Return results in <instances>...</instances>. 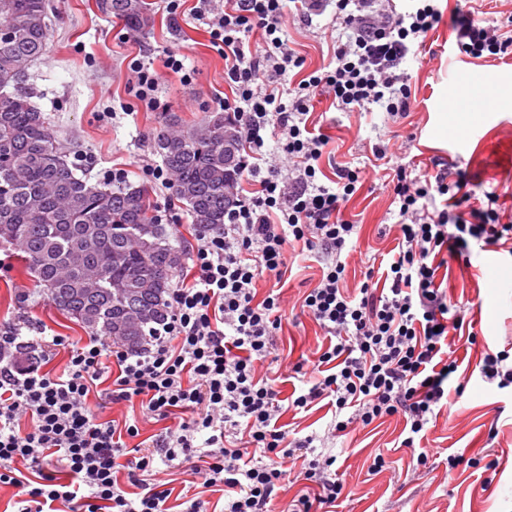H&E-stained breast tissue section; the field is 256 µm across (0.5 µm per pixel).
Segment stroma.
<instances>
[{
    "instance_id": "1",
    "label": "stroma",
    "mask_w": 512,
    "mask_h": 512,
    "mask_svg": "<svg viewBox=\"0 0 512 512\" xmlns=\"http://www.w3.org/2000/svg\"><path fill=\"white\" fill-rule=\"evenodd\" d=\"M153 26L146 35L129 33L125 23L103 11L100 0H50L49 49L27 70L33 90L31 102L47 117L67 155L78 157V172L90 183L111 188L107 173L124 169L127 183L148 189L173 233V245L185 248L194 226L172 186L146 175V166H159L152 147L153 133L168 115L182 122L219 110L230 88L224 83V53L215 46L205 25L194 18L196 0H186L178 20H170L161 0H149ZM443 22L428 37L417 60L407 65L412 105L405 117L391 119L379 106L350 112L339 110L332 97L316 96L309 119L329 137L318 181L330 184L338 169L350 166L363 172L357 192L342 217L360 225L356 247L347 259L348 282L362 279L364 256L387 253L395 245L385 225L395 223L398 208L383 184L384 171L372 153L374 145L388 149L390 166L403 165L419 173L462 170L466 189L475 200L493 192L512 212V52L489 59L462 58L478 82L492 81L499 98L492 113L468 108L449 111L455 91L448 83V60L458 55L456 31L450 18L456 10L497 26L512 19V0H438ZM333 0L313 11V22L296 21L294 0H288L285 35L305 59L303 69L289 71L287 83H298L306 72L327 66L338 37ZM180 54L183 74L164 66L167 52ZM150 63L158 76L156 106L149 107L135 93L131 64ZM512 272V254L490 247L475 251L470 265L450 262L447 293L465 304V321L475 341H455L461 361L457 372L465 384L462 397L442 409L429 423L422 445L429 450L427 467H420L403 448L401 418L360 428L337 440L326 439L334 419L331 406L309 411L287 410L280 418L290 437L320 436L324 453L334 455L336 467L348 483V495L335 512H512V390L482 380L477 365L485 351L512 353V287H489L492 266ZM321 274L313 252L298 251L285 277L286 300L276 353L290 366L310 357L325 342L319 326L300 308L305 291ZM45 328L47 335L78 341L87 333L76 320L51 305L25 271L13 247L0 246V322L19 317ZM387 465L371 472L376 455ZM464 461L449 467L448 458ZM478 465H469V458Z\"/></svg>"
}]
</instances>
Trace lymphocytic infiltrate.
<instances>
[{"mask_svg":"<svg viewBox=\"0 0 512 512\" xmlns=\"http://www.w3.org/2000/svg\"><path fill=\"white\" fill-rule=\"evenodd\" d=\"M284 17V0H198L196 20L224 50V82L235 95L222 106L238 126L239 178L251 189L238 193L220 231L195 235L187 256L192 280L174 289L170 317L154 328L146 349L130 352L98 336H40V355L19 367L11 357L23 340L21 323L0 331V486L18 488L16 512H171L163 475L177 462L189 477L182 512H203L201 487L223 492L224 512H271L289 466L302 458L304 479L319 491L295 495L288 512H330L346 486L336 458L318 453L313 437L289 438L279 423V375L263 368L276 350L283 298L271 291L258 297L257 283L282 280L298 243L320 251L321 277L301 308L329 343L311 363L293 365L306 377L293 407L330 400L332 439L354 425L403 417L402 447L427 463L421 442L431 417L464 391L451 383L458 364L450 355L464 317L438 271L452 259L470 262L474 248L511 242L512 223L496 195L473 205L462 192V171L421 175L398 167L389 181L397 244L382 273L367 270L360 285L347 288L344 257L358 227L342 219L341 207L361 172L347 167L335 186L318 183L329 138L308 126L311 101L328 93L343 111L376 104L392 118L408 112L405 65L442 13L433 0H417L404 14L387 0H336L347 38L336 45L334 67L288 88L279 76L305 60L283 36ZM454 25L462 56L487 59L512 48V33L471 15L455 17ZM256 29L264 41L259 53L247 41ZM270 131L279 135L287 171L269 161ZM439 195L450 198L440 209L433 205ZM59 347L68 361L49 371V354ZM112 367L111 387L98 389ZM95 392L108 404L140 400L141 418L186 419L153 446L131 449L140 418L104 420L101 404L90 400ZM122 457L125 487L118 479Z\"/></svg>","mask_w":512,"mask_h":512,"instance_id":"lymphocytic-infiltrate-1","label":"lymphocytic infiltrate"}]
</instances>
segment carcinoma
Listing matches in <instances>:
<instances>
[{"instance_id":"carcinoma-1","label":"carcinoma","mask_w":512,"mask_h":512,"mask_svg":"<svg viewBox=\"0 0 512 512\" xmlns=\"http://www.w3.org/2000/svg\"><path fill=\"white\" fill-rule=\"evenodd\" d=\"M103 5L133 35L153 24L147 0ZM2 24L15 37L0 42V244L18 250L48 301L95 336L114 335L112 312L124 306L112 285L137 289L135 303L153 310L129 332L139 337L129 349L142 351L150 328L169 315L179 283L182 268L170 270L169 258L184 252L158 223L147 189H103L78 176L31 104L26 71L49 48L45 0H0ZM226 130L238 127L222 112H206L190 124L168 119L153 137L176 198L201 231L221 229L235 205L242 143L235 137L234 162L224 164Z\"/></svg>"}]
</instances>
